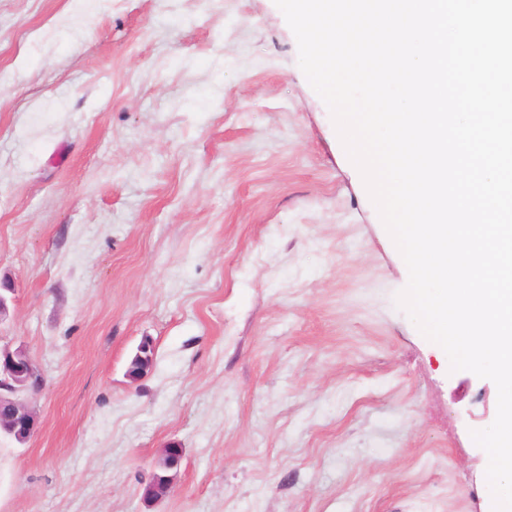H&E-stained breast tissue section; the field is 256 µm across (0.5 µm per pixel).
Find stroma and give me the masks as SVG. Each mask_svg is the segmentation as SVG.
Listing matches in <instances>:
<instances>
[{"instance_id":"obj_1","label":"stroma","mask_w":512,"mask_h":512,"mask_svg":"<svg viewBox=\"0 0 512 512\" xmlns=\"http://www.w3.org/2000/svg\"><path fill=\"white\" fill-rule=\"evenodd\" d=\"M407 282L274 0H0V512H485L496 386ZM43 385V373L22 347L0 344V432L20 443L35 433L38 420L30 399Z\"/></svg>"}]
</instances>
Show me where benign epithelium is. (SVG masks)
I'll use <instances>...</instances> for the list:
<instances>
[{
  "instance_id": "1",
  "label": "benign epithelium",
  "mask_w": 512,
  "mask_h": 512,
  "mask_svg": "<svg viewBox=\"0 0 512 512\" xmlns=\"http://www.w3.org/2000/svg\"><path fill=\"white\" fill-rule=\"evenodd\" d=\"M43 385V373L22 347L0 346V432L20 443L35 433L38 420L30 399Z\"/></svg>"
}]
</instances>
